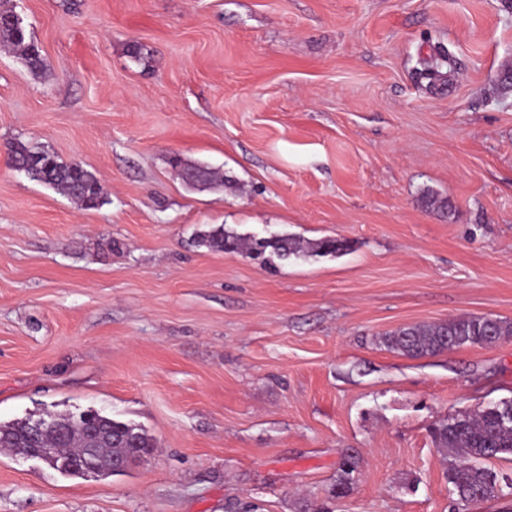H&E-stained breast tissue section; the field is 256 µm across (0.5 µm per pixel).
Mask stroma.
I'll list each match as a JSON object with an SVG mask.
<instances>
[{
    "label": "stroma",
    "mask_w": 512,
    "mask_h": 512,
    "mask_svg": "<svg viewBox=\"0 0 512 512\" xmlns=\"http://www.w3.org/2000/svg\"><path fill=\"white\" fill-rule=\"evenodd\" d=\"M0 147L81 163L82 208L0 154V423L100 411L156 446L106 479L0 448V512H512L448 503L430 434L512 399V336L409 358L400 327L512 322L504 0H10ZM454 60L429 84L422 60ZM229 186H186L171 155ZM435 204H427V197ZM347 240L277 260L200 246ZM350 492L330 495L344 456ZM15 13L10 8L0 10V47L15 51L34 74L43 71V59L39 47L27 35L25 27L13 22ZM198 243L210 250L224 253L246 252L253 259L272 263L273 258L288 260L291 257L305 258L309 255H329L346 252L349 247L345 240L324 238L304 248L294 238L277 236L260 239H246L219 225L199 236Z\"/></svg>",
    "instance_id": "1"
}]
</instances>
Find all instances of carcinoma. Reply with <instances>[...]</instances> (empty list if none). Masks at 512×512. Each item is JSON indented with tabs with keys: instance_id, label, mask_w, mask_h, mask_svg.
<instances>
[{
	"instance_id": "cac0c4a2",
	"label": "carcinoma",
	"mask_w": 512,
	"mask_h": 512,
	"mask_svg": "<svg viewBox=\"0 0 512 512\" xmlns=\"http://www.w3.org/2000/svg\"><path fill=\"white\" fill-rule=\"evenodd\" d=\"M15 13L10 8L0 10V47L15 51L26 66L35 74L43 71V59L39 47L27 35L25 27L13 22ZM9 164L25 169L34 180L51 186L85 208H95L103 202L102 186L94 173L72 163H65L58 156L38 145L14 141L7 144ZM169 164L183 174L191 171L200 181L209 185L225 184L224 176L217 170L182 157L169 159ZM198 243L210 250L224 253H247L254 259L270 263L273 259L305 258L309 255H329L348 250L346 241L324 238L304 248L295 239L277 236L246 239L219 225L199 236ZM512 336V323L488 316L469 315L430 326H411L385 334L384 345L410 358H422L444 352L448 344L456 347L489 346L504 337ZM512 412V400H502L473 413L461 412L441 422L433 430L436 447L444 458L450 460L447 470L448 484L459 501L495 500L503 496V488L497 475L483 465V461L501 455H512V422L502 417ZM86 414L94 419V425L104 433L97 443V455L101 459L120 462L137 448L153 451L154 439L143 429L107 417L90 409ZM50 427L37 438H31L33 421L24 420L8 425L0 424V448H10L27 453L34 448L57 449L56 471L81 477L79 469L61 465L72 457L81 456L91 444L87 435L89 424L71 414L48 412L43 417ZM66 428L61 434L57 427ZM356 470L354 458L344 459L337 477L334 493L340 497L349 492L351 475Z\"/></svg>"
}]
</instances>
